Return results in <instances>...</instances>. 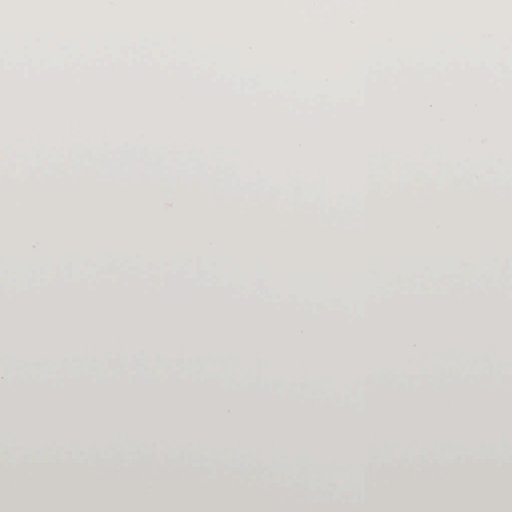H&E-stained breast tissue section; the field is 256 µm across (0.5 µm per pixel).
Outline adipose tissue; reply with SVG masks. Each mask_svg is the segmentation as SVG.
<instances>
[{
  "instance_id": "obj_1",
  "label": "adipose tissue",
  "mask_w": 512,
  "mask_h": 512,
  "mask_svg": "<svg viewBox=\"0 0 512 512\" xmlns=\"http://www.w3.org/2000/svg\"><path fill=\"white\" fill-rule=\"evenodd\" d=\"M163 156L113 154L111 170L78 155L38 169L0 139V200L10 218L44 229L23 249L0 243V447L39 452L13 468L0 512H62L59 490L79 489L80 512H512V488L473 449L510 448L504 384L483 355L512 337V184L495 166L512 141L456 143L469 164L439 174L437 153L404 146L422 164L389 180L392 151H307L240 140L172 139ZM256 155L265 176L217 193L208 171L182 157ZM335 160L329 191L321 170ZM152 264L151 285L58 294L35 268L64 270L93 256ZM450 270L454 287L444 286ZM198 287H177L185 272ZM222 288H208L211 277ZM92 357L132 373L163 366L191 374L232 368L233 395L199 399L159 390L32 396L24 372L52 374ZM476 365L475 393H416L403 381L445 361ZM331 387L355 421L303 416L294 401ZM477 415L480 427L466 423ZM453 448L448 481L400 458ZM255 462L281 483L243 487L224 470ZM350 489L321 500L313 470ZM388 468L389 479L378 477ZM303 481L309 494L290 490Z\"/></svg>"
}]
</instances>
